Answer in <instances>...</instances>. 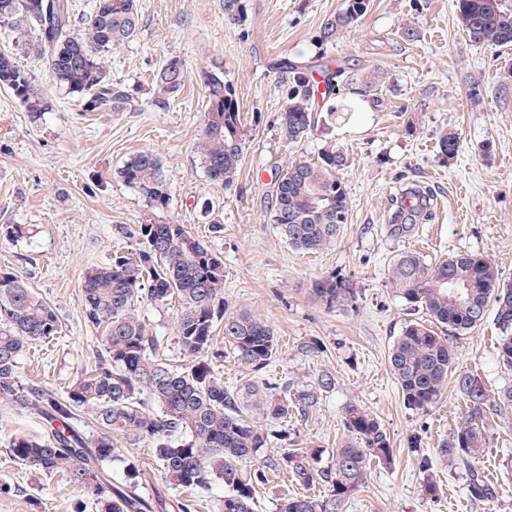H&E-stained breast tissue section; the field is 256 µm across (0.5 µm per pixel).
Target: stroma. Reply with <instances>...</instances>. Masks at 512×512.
Returning <instances> with one entry per match:
<instances>
[{
    "instance_id": "1",
    "label": "stroma",
    "mask_w": 512,
    "mask_h": 512,
    "mask_svg": "<svg viewBox=\"0 0 512 512\" xmlns=\"http://www.w3.org/2000/svg\"><path fill=\"white\" fill-rule=\"evenodd\" d=\"M344 0H239L240 17H225L221 0H138L136 36L113 51V80L126 85L136 112H86L78 97L58 89L31 47L11 24L0 22V51L34 75L52 108L33 116L0 89V225L23 224V238L0 237V267L24 279L56 312L62 331L19 359V380L64 395L103 351V328L87 322L82 282L86 272L133 253L134 239L119 231L153 218L186 225L224 261L228 311H245L269 323L279 339L271 372L288 380L289 400L314 389L321 375L336 385L307 413L288 420L282 445H316L321 464L348 442L343 411L355 403L371 411L394 448L390 467L371 465L365 488L342 512H512V415L491 412L480 467L497 491L477 503L469 477L442 463L438 450L463 421L464 403L447 386L427 412L409 410L388 365L392 341L407 322L420 319L385 283L390 261L404 251L425 260L454 254L490 257L502 282L512 284V49L471 43L455 0H371L357 26L336 44L318 42L324 18ZM415 40L403 41L405 25ZM185 63V84L168 110L153 109V79L170 57ZM324 59L345 79L379 73V104L353 97V109L320 120L298 147L279 134L283 93L277 61ZM222 71L233 84L247 145L236 180L215 185L195 150L207 98L204 75ZM482 97L472 103L469 89ZM461 135L454 159L439 151L443 129ZM344 152L348 222L332 247L305 254L288 245L270 221L278 171L317 161L327 145ZM161 158L170 185L167 209L151 211L139 192L117 178L132 156ZM428 186L436 216L406 235L388 226L397 179ZM221 232H213V225ZM339 276L357 292L354 305L333 309L311 294L315 281ZM181 306L143 302L140 320L158 336L167 363L186 365L176 339ZM501 330L494 315L453 337L457 374L480 376L489 395L512 388V370L499 364ZM321 344V352L305 345ZM34 415L0 405V512H97L90 493L58 474L14 460V437L43 438ZM419 435L421 446L408 440ZM433 465L437 497L422 487L421 459Z\"/></svg>"
}]
</instances>
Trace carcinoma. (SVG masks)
<instances>
[{
	"label": "carcinoma",
	"instance_id": "obj_1",
	"mask_svg": "<svg viewBox=\"0 0 512 512\" xmlns=\"http://www.w3.org/2000/svg\"><path fill=\"white\" fill-rule=\"evenodd\" d=\"M370 0H344V7L323 23L320 38L332 42L363 17ZM464 31L477 46L512 47V0H456ZM0 20L12 23L20 38L45 60L53 82L80 97L84 111L135 112L138 104L108 71L112 51L139 30L137 0H94L77 18L70 0H0ZM285 104L280 134L294 146L308 138L319 122L315 106L314 67L286 58L278 63ZM185 64L172 57L156 76L151 106L170 107L184 83ZM0 86L9 89L27 111L37 116L51 108L32 75L13 55L0 52ZM207 110L196 152L209 179L231 184L243 159L247 133L233 85L217 73L206 76ZM448 159L458 153V133L444 130L438 140ZM346 156L329 148L316 162L301 161L279 172L274 181L271 221L288 244L309 253L328 248L348 220L349 198L338 173ZM118 177L143 195L151 209H164L170 187L161 159L152 151L130 158ZM434 194L417 181L405 183L392 201L390 231L402 234L435 215ZM139 245L134 255H112L110 264L88 271L82 283L85 315L105 326L104 352L94 369L78 376L60 398L43 388H26L18 378V361L33 342L61 332L52 307L18 273L0 268V404L46 420L43 439L14 437L15 459L49 473H62L81 491L95 496L98 512H200L202 499L173 497L169 490L205 492L224 483L223 512H254L256 487L268 472L292 475L302 492L282 498L279 512H340L367 481L370 464L393 459L391 441L368 410L349 405L343 424L352 442L336 451V460L318 467L317 451L283 448L267 455L269 445L285 439L278 428L290 412L303 413L330 392L335 379L323 374L315 390L302 395L299 407L288 402V383L265 375L279 353L272 326L246 312H227L224 304V261L183 224H136L119 227ZM390 288L425 319L411 321L394 340L388 363L404 404L425 412L448 383L454 362L448 333L464 334L484 321L489 307L502 336L499 363L512 370V285H503L499 269L485 255L457 254L428 263L416 252L397 255L388 267ZM328 308L354 303L355 288L346 279H321L312 288ZM177 298V343L189 365L173 369L160 355V343L136 317L137 304ZM224 347L218 348V323ZM230 354L255 380L232 389L214 370L213 361ZM465 404L462 424L439 448L442 458L469 475L468 493L477 500L493 498L494 488L478 468L483 456V419L488 406L512 410V389L489 395L480 377H456ZM159 411H154V407ZM94 414L99 431L85 436L73 424L75 411ZM263 415L269 425L249 419L247 410ZM276 428H271V425ZM151 442L164 487L145 499L138 482L150 474L126 465L128 482L114 484L106 465L122 463L114 435ZM319 494H314V491Z\"/></svg>",
	"mask_w": 512,
	"mask_h": 512
}]
</instances>
